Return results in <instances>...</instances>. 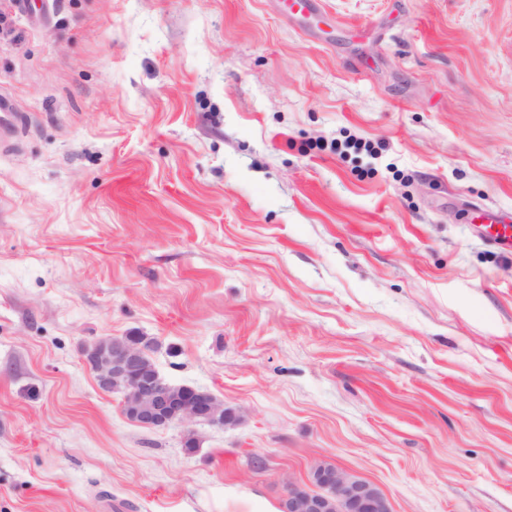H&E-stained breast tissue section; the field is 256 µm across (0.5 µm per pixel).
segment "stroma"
<instances>
[{
  "label": "stroma",
  "instance_id": "1",
  "mask_svg": "<svg viewBox=\"0 0 512 512\" xmlns=\"http://www.w3.org/2000/svg\"><path fill=\"white\" fill-rule=\"evenodd\" d=\"M481 206L512 0H0V512H280L320 463L512 512ZM130 334L239 422L130 421L83 360Z\"/></svg>",
  "mask_w": 512,
  "mask_h": 512
}]
</instances>
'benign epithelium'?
Masks as SVG:
<instances>
[{
  "instance_id": "benign-epithelium-1",
  "label": "benign epithelium",
  "mask_w": 512,
  "mask_h": 512,
  "mask_svg": "<svg viewBox=\"0 0 512 512\" xmlns=\"http://www.w3.org/2000/svg\"><path fill=\"white\" fill-rule=\"evenodd\" d=\"M85 362L95 374L101 389L107 391L121 383L135 395L130 412L135 423L152 429L173 423H203L216 427L237 420L212 394L188 386L166 383L158 372L146 373L140 362L139 345L131 341H112V349L91 344L83 349ZM321 491L301 492V486L288 483L283 504L288 512H392L388 497L380 488L345 469L320 465L315 469Z\"/></svg>"
}]
</instances>
